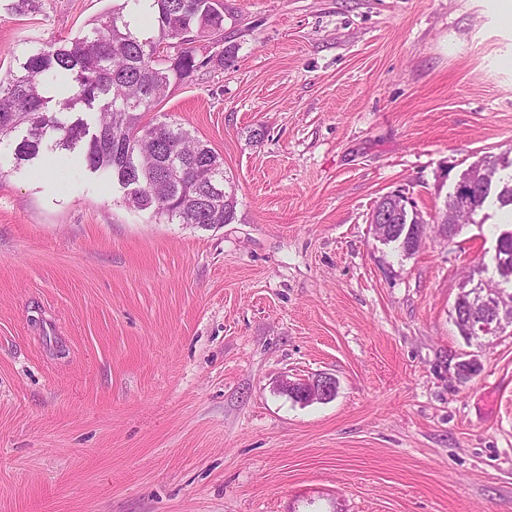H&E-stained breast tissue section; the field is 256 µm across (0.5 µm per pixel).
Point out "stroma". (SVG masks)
<instances>
[{
    "label": "stroma",
    "instance_id": "stroma-1",
    "mask_svg": "<svg viewBox=\"0 0 512 512\" xmlns=\"http://www.w3.org/2000/svg\"><path fill=\"white\" fill-rule=\"evenodd\" d=\"M14 3L0 77L112 9ZM224 43L145 118L223 158L232 223L155 220L81 150L0 145V512H512V327L480 345L451 317L512 214L411 255L370 227L394 191L435 222L512 150L499 0H224ZM321 374L331 400L278 388Z\"/></svg>",
    "mask_w": 512,
    "mask_h": 512
}]
</instances>
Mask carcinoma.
<instances>
[{
    "mask_svg": "<svg viewBox=\"0 0 512 512\" xmlns=\"http://www.w3.org/2000/svg\"><path fill=\"white\" fill-rule=\"evenodd\" d=\"M119 7L91 31L74 40H58L30 53L19 70L0 78V143L13 139L17 163L30 162L43 151L45 139L55 136L54 146L72 148L82 142L91 170L107 168L118 184L133 192L125 202L167 224H191L213 228L235 219L236 199L206 207L200 199L209 195L216 181L225 186L224 163L209 145L180 125L143 122L166 99L171 87L193 79L212 62L224 64V3L220 0H150L157 36L142 38L130 28ZM212 37L216 51L198 53L194 46L203 34ZM54 72L64 82L68 96L64 110L98 112L96 131L89 132L83 119L61 121L49 104L53 97L40 80ZM153 139L157 162L132 160L135 135ZM499 188L500 207L512 208V175L483 189L489 198ZM496 271L499 284H512V229L497 239Z\"/></svg>",
    "mask_w": 512,
    "mask_h": 512,
    "instance_id": "1",
    "label": "carcinoma"
}]
</instances>
